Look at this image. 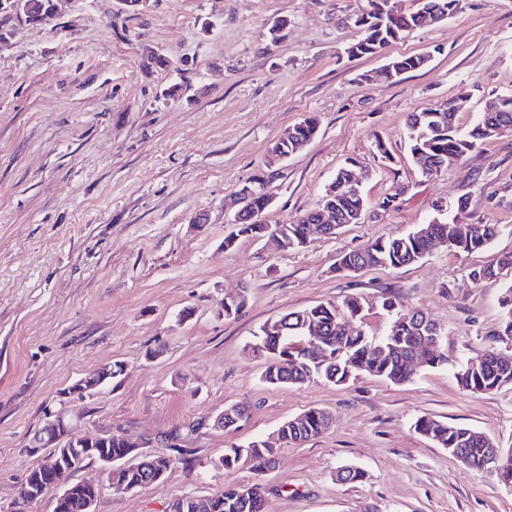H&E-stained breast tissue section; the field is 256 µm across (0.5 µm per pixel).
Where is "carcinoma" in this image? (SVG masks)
Masks as SVG:
<instances>
[{"label": "carcinoma", "mask_w": 512, "mask_h": 512, "mask_svg": "<svg viewBox=\"0 0 512 512\" xmlns=\"http://www.w3.org/2000/svg\"><path fill=\"white\" fill-rule=\"evenodd\" d=\"M52 0H25L27 6L24 16L31 22H41L48 17ZM432 6L437 12L452 16L461 8V0H424L409 12L378 14L367 12L362 37L348 48L351 56H371L374 49L389 46L403 39L410 32L427 25L423 11ZM507 111L481 112L473 127L464 132L457 124L455 106L448 105L441 112L429 109L410 115L411 154L415 163L425 174H433L444 167L454 164L466 154L481 147L502 132L512 129V96L504 97ZM317 133V123L307 118L288 128V137L276 140L286 151L293 152L296 147L308 144ZM351 171L338 170L335 178L336 191L323 197L324 205L331 208L342 219L364 209L365 199L357 197L348 190L346 182ZM261 229L288 240V248L304 247L324 233L318 216L313 209L292 224H264ZM497 234L494 224H461L454 217L440 219L429 224H421L409 233L394 238H378L362 249L346 253L340 257L344 266L401 267L415 264L427 255L431 240L440 238L448 242V250L472 252L486 247ZM387 309H393V319L387 334L374 342L360 333L347 334L343 331V317L356 312L360 302L349 297L340 304L319 303L300 311L289 312L279 319L264 324L267 331L258 337L265 343V353L269 362L263 374V380L271 386L301 385L316 379H323L336 385H344L357 376L368 374L388 380L394 384L408 382L413 373L408 371L406 357L417 340L424 333L415 320L417 312L402 309V306L387 298L383 302ZM501 323L495 333L494 342L512 337V284L503 289L499 299ZM314 326L320 331L321 344L325 350L323 359L315 362L308 360L296 364L277 360L290 354L289 346L304 338L307 328ZM487 365L479 371H471L468 364L455 367L454 375L458 384L466 391L484 393L497 390L512 382V352L501 353L492 347L486 352ZM329 415L319 409L304 414L300 428L291 423L283 424L281 440L291 443L306 440L320 434L328 425ZM414 428L448 452L465 466L476 470H485L486 453L498 447L494 439L473 430L448 424L432 416H420L414 422ZM277 449L266 446L262 441L253 442V446L233 448L224 454L221 464L230 468L245 455L249 457L256 470L264 468L265 459L275 455ZM162 464L169 469L174 460L166 454H158L130 464L114 478L117 488L132 491L154 482V464ZM39 488L43 494L49 488L48 481L33 468L27 474L20 496L29 502V489ZM253 496L242 497L243 487L226 485L224 491L202 500L203 507L197 512H263L264 499L260 484H253Z\"/></svg>", "instance_id": "cac0c4a2"}]
</instances>
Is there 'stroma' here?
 Returning a JSON list of instances; mask_svg holds the SVG:
<instances>
[{
  "mask_svg": "<svg viewBox=\"0 0 512 512\" xmlns=\"http://www.w3.org/2000/svg\"><path fill=\"white\" fill-rule=\"evenodd\" d=\"M54 2L44 23L0 10V512H13L42 458L31 440L60 409L81 432L139 441L141 454L184 452L134 491L110 485L98 462L74 471L70 482L99 484L95 512H169L182 496L256 482L264 512H512V486L414 429L428 414L512 448V386L471 393L453 375L488 350L512 284L510 267L469 276L512 255V130L430 176L407 130L410 113L447 103L461 104L467 130L512 95V0H462L454 16L364 57L347 54L359 32L344 19L366 0ZM425 53L396 81L364 79ZM308 116L317 134L280 164L264 220L296 221L348 166L363 178L359 223L299 249L265 237L225 246L238 190ZM461 199V223L498 229L485 249L440 246L409 266L335 273L343 254ZM243 289L246 307L220 316ZM349 296L375 341L391 321L383 298L425 313L447 364L403 384L267 385L265 359L248 349L259 327ZM116 361L124 374L95 396H65ZM234 405L245 408L238 424L215 427ZM314 408L330 414L327 429L281 446L273 470L256 474L245 458L222 467L230 448ZM345 466L363 480L341 481Z\"/></svg>",
  "mask_w": 512,
  "mask_h": 512,
  "instance_id": "stroma-1",
  "label": "stroma"
}]
</instances>
